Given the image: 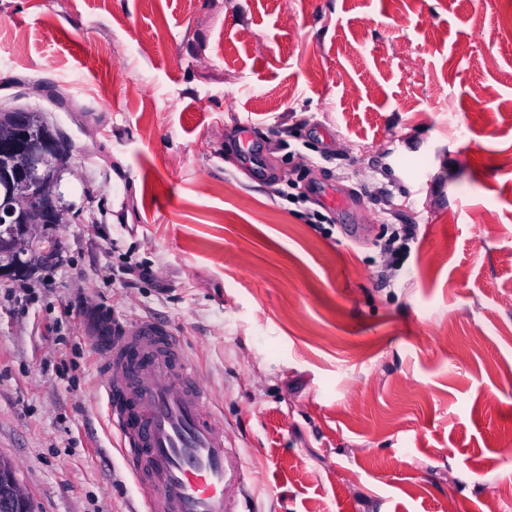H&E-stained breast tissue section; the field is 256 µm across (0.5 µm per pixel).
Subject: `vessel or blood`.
Returning a JSON list of instances; mask_svg holds the SVG:
<instances>
[{"mask_svg":"<svg viewBox=\"0 0 512 512\" xmlns=\"http://www.w3.org/2000/svg\"><path fill=\"white\" fill-rule=\"evenodd\" d=\"M80 329L99 358L107 417L143 512H231L224 419L183 338L159 319L130 322L92 303Z\"/></svg>","mask_w":512,"mask_h":512,"instance_id":"1","label":"vessel or blood"}]
</instances>
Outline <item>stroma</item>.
I'll use <instances>...</instances> for the list:
<instances>
[{
    "instance_id": "35a3bbf8",
    "label": "stroma",
    "mask_w": 512,
    "mask_h": 512,
    "mask_svg": "<svg viewBox=\"0 0 512 512\" xmlns=\"http://www.w3.org/2000/svg\"><path fill=\"white\" fill-rule=\"evenodd\" d=\"M14 33L0 111L67 148L56 256L0 276V457L35 512L140 507L86 299L183 336L238 512L512 489V0H0L1 51ZM390 224L416 227L399 271Z\"/></svg>"
}]
</instances>
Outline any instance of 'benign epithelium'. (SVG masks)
<instances>
[{
  "mask_svg": "<svg viewBox=\"0 0 512 512\" xmlns=\"http://www.w3.org/2000/svg\"><path fill=\"white\" fill-rule=\"evenodd\" d=\"M56 150V145L46 134L29 123L27 112L14 113L12 125L8 128L0 127V152L12 154L19 159L18 165L13 169V179L24 189L36 214L40 213L47 203L57 205V184L44 183L34 177L35 172L50 163ZM39 228L40 225L35 223L20 225L10 244L15 258L18 259L25 254L34 239L41 240L47 256H54V244L42 239L38 232Z\"/></svg>",
  "mask_w": 512,
  "mask_h": 512,
  "instance_id": "obj_1",
  "label": "benign epithelium"
}]
</instances>
